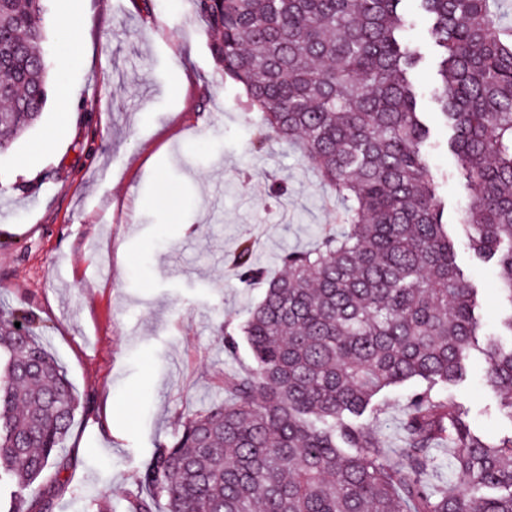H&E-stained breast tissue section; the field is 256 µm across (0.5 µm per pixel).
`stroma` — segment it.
I'll use <instances>...</instances> for the list:
<instances>
[{"mask_svg":"<svg viewBox=\"0 0 512 512\" xmlns=\"http://www.w3.org/2000/svg\"><path fill=\"white\" fill-rule=\"evenodd\" d=\"M43 51L50 95L39 122L0 156V311L24 308L80 399L59 467L41 481L50 512H85L106 498L126 512L140 471L182 420L224 399V377L250 372L240 326L264 294L245 288L229 257L256 242L268 272L314 244L338 200L293 149L255 150L260 121L238 101L211 54L212 37L188 0H47ZM80 22L78 40L60 13ZM73 101L59 112L56 91ZM427 152L441 179L449 234L465 277L480 290L481 332L499 333L494 265L470 253L457 213L469 193L430 116ZM65 136H58L60 127ZM473 356L453 390L475 429L499 440L512 417L485 388ZM416 382L384 391L366 428L388 453L404 443Z\"/></svg>","mask_w":512,"mask_h":512,"instance_id":"1","label":"stroma"}]
</instances>
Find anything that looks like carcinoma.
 Returning <instances> with one entry per match:
<instances>
[{"label":"carcinoma","instance_id":"obj_1","mask_svg":"<svg viewBox=\"0 0 512 512\" xmlns=\"http://www.w3.org/2000/svg\"><path fill=\"white\" fill-rule=\"evenodd\" d=\"M46 0H0V155L47 99ZM190 0L212 56L261 114L254 148L293 147L340 200L341 229L290 251L287 272L235 250L240 282L265 284L241 327L254 367L224 376L230 398L188 415L142 470L128 512H512V435L487 440L448 394L484 357L485 384L512 417V27L497 0ZM436 51L430 98L469 191L458 223L499 270L507 314L480 337L478 288L456 264L448 214L425 158L431 127L411 76ZM20 326H15V323ZM0 317V488L7 512H49L37 484L58 465L78 400L32 332ZM405 443L385 453L364 427L375 398L410 380ZM448 444L461 485L427 480Z\"/></svg>","mask_w":512,"mask_h":512}]
</instances>
